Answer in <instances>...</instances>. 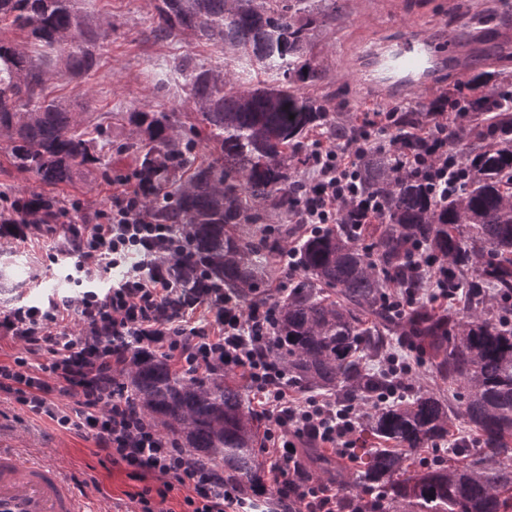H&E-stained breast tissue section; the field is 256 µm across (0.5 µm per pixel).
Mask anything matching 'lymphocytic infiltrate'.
I'll return each instance as SVG.
<instances>
[{
  "label": "lymphocytic infiltrate",
  "instance_id": "obj_1",
  "mask_svg": "<svg viewBox=\"0 0 512 512\" xmlns=\"http://www.w3.org/2000/svg\"><path fill=\"white\" fill-rule=\"evenodd\" d=\"M398 154L402 168L428 176L431 194L447 201L452 189L451 169L461 160L450 154L441 136L431 138L429 151L416 155L399 140L387 143ZM359 147H320L312 156L313 175L301 184L304 200L295 212L298 224H332L338 209L355 204L360 216L376 208L371 199H357ZM146 184L132 176L117 177L108 207L98 211L97 221L85 225L83 255L95 258L96 268L77 264L87 287L80 297L83 322L90 338L55 334L50 330L70 307L68 299L49 300L46 308L26 307L0 318V330L22 341L27 350H46L52 360L41 372L27 370L18 356L0 362V391L36 415H47L61 426L92 437L111 463L120 464L139 479L161 481L158 491L137 493L139 512H158V500L180 485L186 491L187 512H249L253 501L241 497L238 488L224 484L175 444L163 439L145 418L134 413L112 387V355L94 342L98 336H126L133 345L153 347L183 363L187 372L207 373L214 365L243 372L262 409L276 427L263 451L271 479V512H295L304 504L307 512H336V486L304 474L291 462L296 440L332 445L339 459H347L356 419L350 408L328 399L295 397L288 388L282 365L272 358L270 338L276 318L273 304L242 309L234 299L217 300L212 288L202 286L179 310L167 302L175 291L168 262L185 257L184 243L175 241L171 227L159 223L145 203ZM125 266L123 277L107 289L95 288L98 272ZM208 306L213 326L192 327L187 316L197 306ZM69 399L59 407L60 399Z\"/></svg>",
  "mask_w": 512,
  "mask_h": 512
}]
</instances>
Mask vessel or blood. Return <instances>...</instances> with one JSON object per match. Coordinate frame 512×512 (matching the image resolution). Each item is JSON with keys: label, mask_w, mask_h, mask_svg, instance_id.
<instances>
[{"label": "vessel or blood", "mask_w": 512, "mask_h": 512, "mask_svg": "<svg viewBox=\"0 0 512 512\" xmlns=\"http://www.w3.org/2000/svg\"><path fill=\"white\" fill-rule=\"evenodd\" d=\"M363 84L405 95L428 88L448 62L427 37L407 35L396 45L367 50ZM0 512H85L84 500L61 467L0 448Z\"/></svg>", "instance_id": "1"}]
</instances>
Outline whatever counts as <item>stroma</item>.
<instances>
[{"label":"stroma","instance_id":"1","mask_svg":"<svg viewBox=\"0 0 512 512\" xmlns=\"http://www.w3.org/2000/svg\"><path fill=\"white\" fill-rule=\"evenodd\" d=\"M79 7L102 23L101 64L93 74L78 76L45 58L47 90L101 126L97 145L104 155L102 164L84 169L70 183L53 186L17 170L0 149L1 196L50 194L59 209L71 213L69 223L31 224L23 236L0 239V252L10 254L14 264L10 280L0 281V316L19 306L42 308L50 298L66 296L72 305L55 330L76 337L86 334L77 304L84 286L74 277L73 261H62L61 250L72 225L93 221L96 211L109 205L113 178L137 170L127 146L138 134L125 122L124 113L171 114L176 129L194 140V157H210L213 146L177 66L186 58L206 69L224 63L223 48L198 44L189 36L154 40L150 28L155 0H79ZM511 9L512 0H484L479 12L473 10L471 0H337L310 33L309 56L321 64L324 79L304 86L303 92L329 114L351 112L366 119L385 105L401 112L417 102L464 91L470 72L489 67L512 70V24L500 23L501 15ZM406 32L455 44L454 60L432 88L416 98L395 97L359 82L363 50ZM0 448H14L23 456L61 466L85 494L87 512H135L132 496L145 486L124 466L110 463L90 437L33 414L3 392Z\"/></svg>","mask_w":512,"mask_h":512}]
</instances>
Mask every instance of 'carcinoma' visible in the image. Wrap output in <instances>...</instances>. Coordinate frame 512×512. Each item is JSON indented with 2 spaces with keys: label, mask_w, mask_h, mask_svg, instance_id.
<instances>
[{
  "label": "carcinoma",
  "mask_w": 512,
  "mask_h": 512,
  "mask_svg": "<svg viewBox=\"0 0 512 512\" xmlns=\"http://www.w3.org/2000/svg\"><path fill=\"white\" fill-rule=\"evenodd\" d=\"M318 15L310 0H157L155 38L221 43L241 71L265 75L245 86L227 76L228 61L215 69L184 61L190 95L216 149L186 180L175 172L188 162L193 141L180 142L164 115L126 113L140 134L131 149L150 188L147 202L187 241L188 260L170 262L186 291L205 277L218 296L248 307L286 272L281 241L299 227L263 225L258 206L286 216L295 210L291 170L309 163L305 142L328 124L322 105L299 87L323 80L320 65L308 58ZM0 26L26 32L75 75L98 66L100 26L77 0H0ZM511 80L479 73L470 78V95L447 100L440 132L466 175L445 205L422 179L397 172L392 152L364 148L360 181L378 212L361 227L344 206L335 225L306 234L296 257L305 278L278 302L271 351L288 381L368 409L351 452L356 483L380 495L390 512H512V463L505 460L512 448V323L504 321L512 313L506 303L512 299V97L498 88ZM47 81L22 45L0 39V138L13 166L59 185L102 158L81 113L51 98ZM437 111L431 105L392 113L395 135L419 147L423 113ZM334 135L346 143L367 137L349 119L336 121ZM421 254L448 262L454 303L446 310L428 302L404 310L392 301L395 288L408 296L430 287L416 266ZM396 336L448 387L464 389L453 394L479 452L458 448L453 465L410 471L417 451L449 436L453 406L431 391L380 401L405 385L372 367ZM115 355L116 388L159 434L201 468L222 473L224 482L243 491L263 486L259 419L233 371L215 367L195 377L163 354L132 346ZM375 441L396 447L374 448ZM300 462L312 478L331 479L333 462L319 449H304Z\"/></svg>",
  "instance_id": "obj_1"
}]
</instances>
